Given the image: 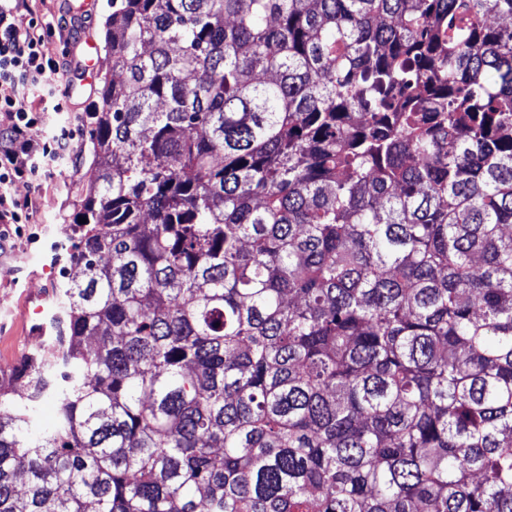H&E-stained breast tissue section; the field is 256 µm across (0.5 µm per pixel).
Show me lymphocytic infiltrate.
<instances>
[{
	"instance_id": "1",
	"label": "lymphocytic infiltrate",
	"mask_w": 512,
	"mask_h": 512,
	"mask_svg": "<svg viewBox=\"0 0 512 512\" xmlns=\"http://www.w3.org/2000/svg\"><path fill=\"white\" fill-rule=\"evenodd\" d=\"M43 23L28 0H0V223L24 224L27 205L13 194L16 182L39 183L63 165L73 150L69 129L44 139L45 110L33 106L35 93L55 94L60 64L45 51Z\"/></svg>"
}]
</instances>
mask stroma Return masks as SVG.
I'll list each match as a JSON object with an SVG mask.
<instances>
[{
    "instance_id": "35a3bbf8",
    "label": "stroma",
    "mask_w": 512,
    "mask_h": 512,
    "mask_svg": "<svg viewBox=\"0 0 512 512\" xmlns=\"http://www.w3.org/2000/svg\"><path fill=\"white\" fill-rule=\"evenodd\" d=\"M39 16L54 27L46 38V51L67 70L75 92H63L62 111L52 120L66 121L73 134L75 152L69 164L35 187L17 183V199H32L34 211L21 235L0 243V367L17 364L47 335L56 311L55 289L62 277L61 256L69 247L62 237V225L72 223L78 197L94 178V150L90 137V116L100 104V79H86L84 57L75 53L70 42L74 27L63 11L61 0H37ZM39 295L40 313L27 311L26 294Z\"/></svg>"
}]
</instances>
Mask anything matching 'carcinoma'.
<instances>
[{
	"label": "carcinoma",
	"mask_w": 512,
	"mask_h": 512,
	"mask_svg": "<svg viewBox=\"0 0 512 512\" xmlns=\"http://www.w3.org/2000/svg\"><path fill=\"white\" fill-rule=\"evenodd\" d=\"M110 2L0 512H512V0Z\"/></svg>",
	"instance_id": "cac0c4a2"
}]
</instances>
